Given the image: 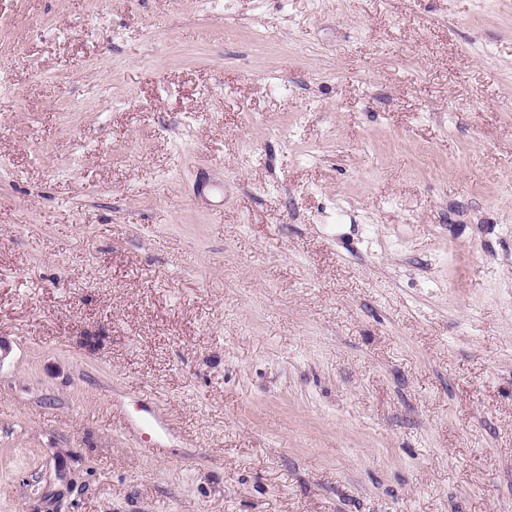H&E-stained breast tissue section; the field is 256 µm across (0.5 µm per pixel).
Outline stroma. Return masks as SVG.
Here are the masks:
<instances>
[{
  "label": "stroma",
  "mask_w": 512,
  "mask_h": 512,
  "mask_svg": "<svg viewBox=\"0 0 512 512\" xmlns=\"http://www.w3.org/2000/svg\"><path fill=\"white\" fill-rule=\"evenodd\" d=\"M0 512H512V0H0Z\"/></svg>",
  "instance_id": "1"
}]
</instances>
